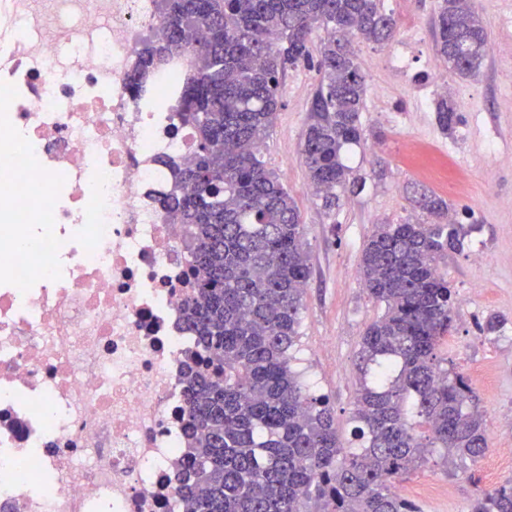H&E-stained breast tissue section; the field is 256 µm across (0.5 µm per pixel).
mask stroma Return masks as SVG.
I'll return each mask as SVG.
<instances>
[{
  "instance_id": "1",
  "label": "stroma",
  "mask_w": 512,
  "mask_h": 512,
  "mask_svg": "<svg viewBox=\"0 0 512 512\" xmlns=\"http://www.w3.org/2000/svg\"><path fill=\"white\" fill-rule=\"evenodd\" d=\"M488 31L486 62L493 72L462 79L449 68L431 75L437 57L438 0H383L397 34L378 44L357 40L354 52L368 93L361 114L365 141L346 155L363 185L340 192L325 209L308 185L301 155L317 62L289 68L281 107L261 155L295 198L306 226L312 274L303 295L295 367L325 395L343 441H350L359 385L357 356L365 327L383 313L359 276L361 250L375 225L427 221L412 202L426 188L445 200L466 235L463 248L440 260L461 302L442 345L486 412L487 450L478 462L444 464L430 455L398 485L420 512H469L476 487L512 478V0H471ZM447 97L459 122L443 133L434 102ZM491 253L487 263L473 259ZM483 292L471 296L473 284ZM491 314L504 323L492 334L480 325Z\"/></svg>"
}]
</instances>
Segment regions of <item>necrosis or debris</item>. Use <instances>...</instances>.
Segmentation results:
<instances>
[{"label":"necrosis or debris","mask_w":512,"mask_h":512,"mask_svg":"<svg viewBox=\"0 0 512 512\" xmlns=\"http://www.w3.org/2000/svg\"><path fill=\"white\" fill-rule=\"evenodd\" d=\"M156 0H0V512H178L199 276L155 198L190 64Z\"/></svg>","instance_id":"1"}]
</instances>
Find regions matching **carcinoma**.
<instances>
[{
    "mask_svg": "<svg viewBox=\"0 0 512 512\" xmlns=\"http://www.w3.org/2000/svg\"><path fill=\"white\" fill-rule=\"evenodd\" d=\"M157 10L160 38L140 49L139 66L187 54L179 119L196 133L160 199L201 272L184 308L205 368L188 372L182 512H420L395 492L404 475L435 448L446 463H476L487 447L479 399L440 349L456 298L438 263L463 246L461 227L423 191L415 204L435 223L377 224L364 244L361 280L384 312L361 337L346 446L327 398L291 366L310 256L300 209L260 155L282 79L312 59L310 36L321 27L322 78L302 154L315 195L336 205L337 191L355 183L344 147L364 141L367 84L351 39L390 41L395 19L381 0H158ZM486 45L467 0H440L436 48L448 68L479 74ZM436 114L444 131L458 122L446 97ZM471 512H512V479L480 491Z\"/></svg>",
    "mask_w": 512,
    "mask_h": 512,
    "instance_id": "obj_1",
    "label": "carcinoma"
}]
</instances>
